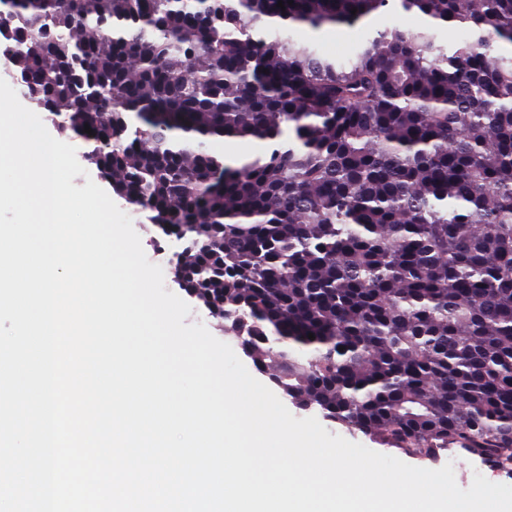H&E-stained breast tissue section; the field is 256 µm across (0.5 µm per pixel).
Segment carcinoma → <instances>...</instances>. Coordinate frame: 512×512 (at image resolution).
Wrapping results in <instances>:
<instances>
[{"label": "carcinoma", "instance_id": "carcinoma-1", "mask_svg": "<svg viewBox=\"0 0 512 512\" xmlns=\"http://www.w3.org/2000/svg\"><path fill=\"white\" fill-rule=\"evenodd\" d=\"M277 4L0 0V35L24 93L188 242L183 287L288 396L512 472V0ZM389 5L424 31H372L340 63L288 35ZM439 28L463 37L447 50ZM224 138L269 148L233 166L206 148Z\"/></svg>", "mask_w": 512, "mask_h": 512}]
</instances>
